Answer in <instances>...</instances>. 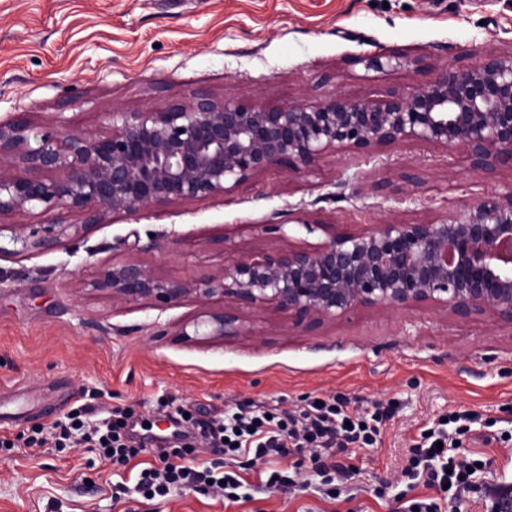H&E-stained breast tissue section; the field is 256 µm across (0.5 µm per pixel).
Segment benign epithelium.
<instances>
[{
    "label": "benign epithelium",
    "mask_w": 512,
    "mask_h": 512,
    "mask_svg": "<svg viewBox=\"0 0 512 512\" xmlns=\"http://www.w3.org/2000/svg\"><path fill=\"white\" fill-rule=\"evenodd\" d=\"M356 63L383 73L417 68L421 58L391 50ZM111 119L108 137L46 131L35 146L26 121L0 123V216L43 203L84 217L14 236L22 249L60 247L99 223L106 209L135 213L223 194L276 166L307 170L331 152L371 157L420 141L460 151L474 169H512V51L488 52L466 67L442 66L410 92L375 102L337 97L266 108L201 93L163 112H113ZM15 167L30 176H15ZM94 287L127 303L162 307L220 297L223 310L210 314L216 336L238 330L237 309L271 304L311 325L358 307L421 305L512 325V183L461 215L258 252L193 281L156 278L130 259L100 269Z\"/></svg>",
    "instance_id": "1"
}]
</instances>
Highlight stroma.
<instances>
[{
    "instance_id": "1",
    "label": "stroma",
    "mask_w": 512,
    "mask_h": 512,
    "mask_svg": "<svg viewBox=\"0 0 512 512\" xmlns=\"http://www.w3.org/2000/svg\"><path fill=\"white\" fill-rule=\"evenodd\" d=\"M394 49L422 57L423 68L367 73L355 63ZM510 50L512 0H0V122L22 118L37 133L61 122L96 138L111 133V113L162 112L200 92L264 106L373 100L410 91L434 67ZM411 167L423 181L415 200L375 191L383 181L406 191ZM511 182L512 172L475 171L442 147L404 142L371 159L327 155L300 173L279 166L213 197L108 210L52 250H22L12 225L25 235L80 216L46 204L0 216V512H407L423 498L440 512H489L496 498L512 506V325L417 306L361 307L309 328L245 309L234 335L215 336L209 315L220 300L161 308L93 286L101 268L128 259L190 280L251 252L324 242L336 229L432 221ZM301 211L314 226L294 223ZM269 224L283 235L266 233ZM329 395L362 414L377 402L393 409L374 445L329 458L347 475L345 501L319 491L298 452L271 462L296 473V487L256 491L251 467L246 500L228 505L192 487L145 498L136 484L158 462L154 447L124 464L82 444L17 440L80 408L92 421L119 409L158 432L177 413L195 422L258 408L279 417ZM451 413L465 417L458 455L485 462L457 499L406 473L411 448ZM119 483L127 491L117 496Z\"/></svg>"
}]
</instances>
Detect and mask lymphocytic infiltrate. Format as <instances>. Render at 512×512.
I'll use <instances>...</instances> for the list:
<instances>
[{
	"label": "lymphocytic infiltrate",
	"instance_id": "1",
	"mask_svg": "<svg viewBox=\"0 0 512 512\" xmlns=\"http://www.w3.org/2000/svg\"><path fill=\"white\" fill-rule=\"evenodd\" d=\"M392 414L391 407H379L371 417L364 418L348 411L346 403L336 398H316L306 409L288 411L279 420H271L266 412L254 410L248 413H228L213 420L203 437L224 452L228 468L215 472L214 468L201 471L180 465L186 448L162 452L160 464L144 469L138 486L151 495L163 496L170 489L184 484L195 485L207 491L223 493L225 500L236 502L243 486L235 467L240 461L254 463L269 458L285 456L290 448L307 450L312 469L325 488L328 498L342 494L336 486L326 464L336 448L347 444L372 445L378 434L379 423ZM126 416L112 415L93 425H85L78 415L57 421L51 434L55 447H64L66 441L77 438L88 447L98 449L100 456L117 461H129L144 452L145 442H133L127 432ZM458 440L447 428L439 429L429 443L413 449L408 471L415 478H422L429 487H449L459 493L471 486L473 471L483 467L478 458L456 459L448 451L457 447Z\"/></svg>",
	"mask_w": 512,
	"mask_h": 512
}]
</instances>
